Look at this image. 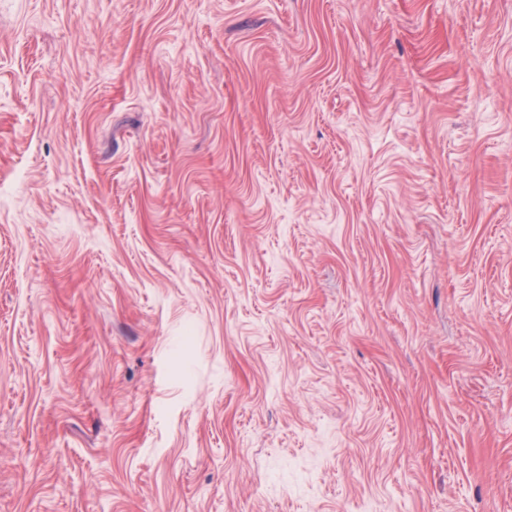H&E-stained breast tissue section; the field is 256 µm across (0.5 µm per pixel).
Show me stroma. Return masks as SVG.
I'll use <instances>...</instances> for the list:
<instances>
[{
	"label": "stroma",
	"instance_id": "obj_1",
	"mask_svg": "<svg viewBox=\"0 0 512 512\" xmlns=\"http://www.w3.org/2000/svg\"><path fill=\"white\" fill-rule=\"evenodd\" d=\"M0 512H512V0H0Z\"/></svg>",
	"mask_w": 512,
	"mask_h": 512
}]
</instances>
